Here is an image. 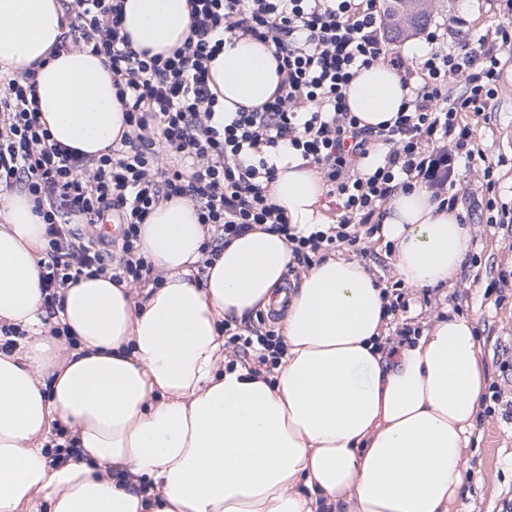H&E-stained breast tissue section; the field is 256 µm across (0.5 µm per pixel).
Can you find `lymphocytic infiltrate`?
Masks as SVG:
<instances>
[{"instance_id": "1", "label": "lymphocytic infiltrate", "mask_w": 512, "mask_h": 512, "mask_svg": "<svg viewBox=\"0 0 512 512\" xmlns=\"http://www.w3.org/2000/svg\"><path fill=\"white\" fill-rule=\"evenodd\" d=\"M192 35L171 55L134 50L121 35L123 0H76L61 41L101 56L125 112L127 132L106 153L87 157L51 138L32 96L34 73L0 86V192L22 187L46 226L41 288L48 316L58 290L85 277L137 283L152 266L140 250L141 226L163 201L193 204L210 226L205 252L260 227L288 243L289 271L328 250L366 256L382 208L397 186L418 182L455 205L464 168L476 159L473 118L492 111L494 84L512 57V0H496L493 40L439 48L406 67L378 24L377 0H190ZM238 31L272 45L280 81L252 111L222 112L209 86V62ZM382 62L401 74L407 99L386 129L362 126L346 90L361 69ZM464 78L453 96L450 83ZM472 120H465V113ZM319 169L340 202L337 223L300 232L266 187L281 149ZM118 239L95 232L104 218ZM225 370L274 369L285 343L274 331L225 328Z\"/></svg>"}]
</instances>
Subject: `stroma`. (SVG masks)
<instances>
[{"label": "stroma", "instance_id": "35a3bbf8", "mask_svg": "<svg viewBox=\"0 0 512 512\" xmlns=\"http://www.w3.org/2000/svg\"><path fill=\"white\" fill-rule=\"evenodd\" d=\"M428 20L422 30L388 39L393 52L405 55L408 66L412 45L424 44L426 33L442 28L447 48L482 37L493 38L500 21L495 0H428ZM492 112L475 126L474 144L497 174L498 201L512 203V58L504 65L498 81ZM482 173L474 167L462 175L458 203L472 227L459 279L453 285L409 289L405 310L397 312L388 329L403 323L427 327L438 314H455L471 319L481 349L487 380L500 383L502 403L493 417L476 416L466 451L469 478L449 512H505L512 506V374L501 375L502 363L512 364V287L494 292L498 274L512 269V249L505 245L502 231L490 224L487 195L482 190Z\"/></svg>", "mask_w": 512, "mask_h": 512}]
</instances>
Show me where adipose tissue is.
I'll list each match as a JSON object with an SVG mask.
<instances>
[{"instance_id": "1", "label": "adipose tissue", "mask_w": 512, "mask_h": 512, "mask_svg": "<svg viewBox=\"0 0 512 512\" xmlns=\"http://www.w3.org/2000/svg\"><path fill=\"white\" fill-rule=\"evenodd\" d=\"M188 3L125 0L122 31L135 49L169 54L191 35ZM65 25L59 0H0V72L35 71L42 126L98 156L126 131L124 109L102 57L56 53ZM209 75L227 112L261 107L279 82L270 48L235 34ZM404 96L383 63L346 94L371 127L394 120ZM276 166L268 194L290 223H325L319 175L285 149ZM0 216V321L27 332L0 352V512H448L460 494L485 381L468 319H437L382 353L381 287L360 260L330 257L290 300L271 380L225 370L222 324L267 307L288 244L256 228L206 261V227L174 199L142 226L164 285L67 284L56 322L68 346L42 320L46 236L32 198L0 196ZM381 233L413 288L453 283L470 239L463 210L420 184L393 192ZM63 427L74 451L54 460Z\"/></svg>"}]
</instances>
